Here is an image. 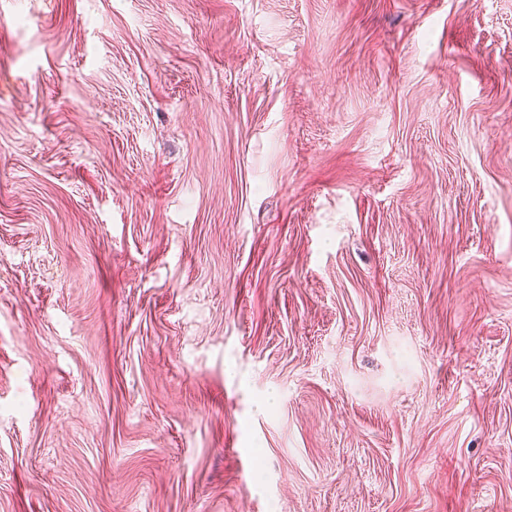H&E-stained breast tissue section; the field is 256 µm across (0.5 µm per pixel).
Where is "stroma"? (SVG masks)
I'll use <instances>...</instances> for the list:
<instances>
[{
	"label": "stroma",
	"instance_id": "obj_1",
	"mask_svg": "<svg viewBox=\"0 0 512 512\" xmlns=\"http://www.w3.org/2000/svg\"><path fill=\"white\" fill-rule=\"evenodd\" d=\"M0 512H512V0H0Z\"/></svg>",
	"mask_w": 512,
	"mask_h": 512
}]
</instances>
